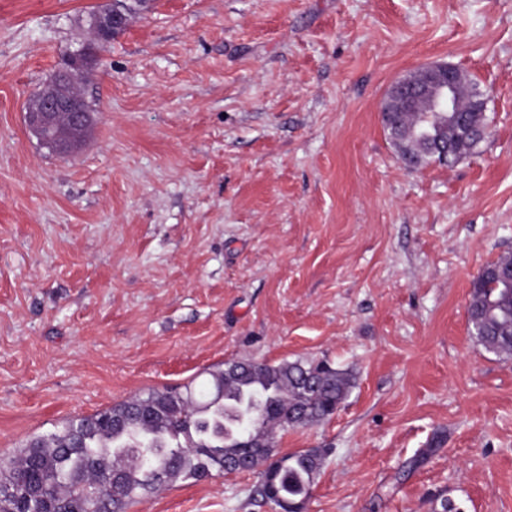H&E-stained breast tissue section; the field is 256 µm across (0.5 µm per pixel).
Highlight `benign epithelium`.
Segmentation results:
<instances>
[{"mask_svg": "<svg viewBox=\"0 0 512 512\" xmlns=\"http://www.w3.org/2000/svg\"><path fill=\"white\" fill-rule=\"evenodd\" d=\"M129 17L121 11L94 15L90 29L94 43L83 44L63 57L62 78L48 83L26 113L29 131L53 153L67 156L84 143L95 122L81 91L78 77L97 65L100 51L123 30ZM458 67L446 61H434L391 85L380 106V116L401 109L419 99L430 102L436 112L458 111L455 82Z\"/></svg>", "mask_w": 512, "mask_h": 512, "instance_id": "1", "label": "benign epithelium"}]
</instances>
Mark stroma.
I'll use <instances>...</instances> for the list:
<instances>
[{"instance_id":"stroma-1","label":"stroma","mask_w":512,"mask_h":512,"mask_svg":"<svg viewBox=\"0 0 512 512\" xmlns=\"http://www.w3.org/2000/svg\"><path fill=\"white\" fill-rule=\"evenodd\" d=\"M99 0H0V459L247 357L356 378L304 512H512V358L470 334L471 282L512 254V0H153L84 84L97 122L50 154L27 106ZM447 61L490 135L402 168L379 117ZM255 474L130 512H272Z\"/></svg>"}]
</instances>
